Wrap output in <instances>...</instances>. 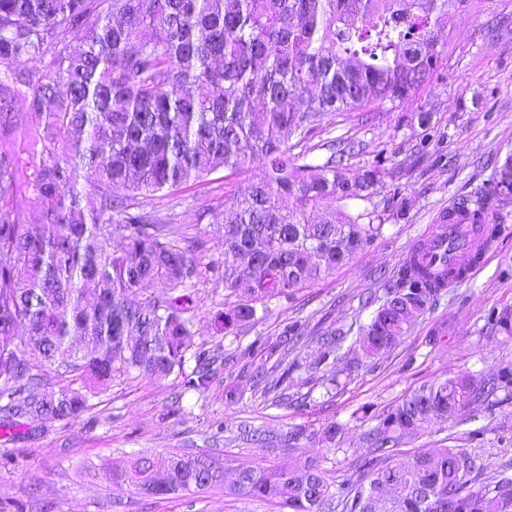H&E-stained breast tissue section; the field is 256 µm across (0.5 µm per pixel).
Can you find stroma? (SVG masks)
<instances>
[{"label":"stroma","mask_w":512,"mask_h":512,"mask_svg":"<svg viewBox=\"0 0 512 512\" xmlns=\"http://www.w3.org/2000/svg\"><path fill=\"white\" fill-rule=\"evenodd\" d=\"M495 27L499 35L485 38ZM448 60L441 77L426 83L398 108L382 107L367 125L329 116L333 136L363 147L352 161L360 168L382 156L390 174L376 189L380 206H405L406 219L388 221L383 235L358 250L324 280L293 299L270 303L264 317L238 336L217 335L211 319L224 301V285L208 272L192 290L197 350L214 357L204 389L185 390L179 380L121 376L92 399L76 418L46 424L25 422L0 428V512H277L270 503L225 496L223 490L149 497L113 486L110 469L135 455L209 452L226 470L246 465L303 464L324 457L336 482L356 477L370 456L365 432L407 392L420 384L462 373L487 376L512 366V334L500 331L491 313L512 308V208L498 224L488 261L475 274L443 290L390 353L368 361L348 354L346 370L332 396L306 384L305 365L318 356L316 337H356L374 311L368 297L382 293L407 254L424 239L452 198L482 184L493 167L512 154V0H469L466 14L443 34ZM427 111L445 132L418 153L417 128L402 115ZM261 161L232 177L215 173L166 195L143 198L140 208L169 225L173 236L199 244L203 262L224 260L223 228L197 221L199 212L231 209L236 188L255 180ZM298 325L295 346L284 347L287 326ZM446 328L445 342L433 332ZM299 362L283 405L253 392L257 367L274 371L278 362ZM345 424L342 451L327 456L321 445L289 443V428L319 429ZM260 430L256 447L247 430ZM482 449L488 472L512 465V396L498 392L493 403H474L453 422L434 423L394 448V458L435 448Z\"/></svg>","instance_id":"1"}]
</instances>
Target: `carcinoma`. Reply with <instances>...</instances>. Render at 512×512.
<instances>
[{"instance_id":"cac0c4a2","label":"carcinoma","mask_w":512,"mask_h":512,"mask_svg":"<svg viewBox=\"0 0 512 512\" xmlns=\"http://www.w3.org/2000/svg\"><path fill=\"white\" fill-rule=\"evenodd\" d=\"M468 0H0V425L74 417L118 375L133 372L206 386L187 291L202 278L196 249L139 210L152 196L263 161L261 175L235 191L224 226V290L236 301L214 317L227 335L258 322V307L315 283L383 234L406 210L373 201L382 159L354 174L355 145L308 161L324 117L363 122L395 108L440 75L447 60L438 32ZM82 40H70L74 31ZM44 62L40 70L26 63ZM404 121L434 137L431 113ZM27 140L30 162L18 141ZM306 146L293 152L290 141ZM86 188L78 190L79 180ZM121 186L127 194L116 195ZM512 207V159L442 212L488 224ZM328 217L306 222L307 209ZM27 209L30 221L19 223ZM420 243L383 283L354 344L366 359L392 351L462 272L419 261ZM320 361L340 359L344 336H319ZM196 366L186 371L188 354ZM74 371L79 388L37 394L35 369ZM275 383L264 373L253 386ZM512 390V370L424 384L367 434L373 457L362 480L335 485L321 461L246 466L228 474L207 454L139 455L112 483L146 495L221 488L275 504L279 512H512L505 468L473 485L485 468L478 448H438L394 460L386 449L423 426L456 419L474 403ZM343 424L294 428L340 450Z\"/></svg>"}]
</instances>
